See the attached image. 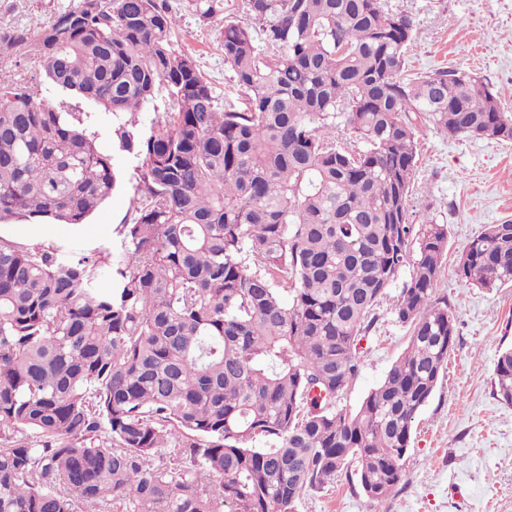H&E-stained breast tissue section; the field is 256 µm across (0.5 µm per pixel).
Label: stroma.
I'll use <instances>...</instances> for the list:
<instances>
[{"instance_id": "obj_1", "label": "stroma", "mask_w": 512, "mask_h": 512, "mask_svg": "<svg viewBox=\"0 0 512 512\" xmlns=\"http://www.w3.org/2000/svg\"><path fill=\"white\" fill-rule=\"evenodd\" d=\"M71 0H0V34L15 28L37 33ZM178 26L173 46L191 52L210 81L220 107L240 105L242 93L224 65L222 20L205 24L170 0ZM412 17L408 53L414 73L460 67L477 73L512 113V0H387ZM414 190L421 197L416 222L448 227V253L437 284L458 320L459 336L432 400L417 414L401 484L382 501L369 499L356 481L339 478L313 490L296 512H512V406L492 395L497 358L512 345V287L488 292L462 279L457 252L486 225L512 221V143L457 139L432 128L419 138ZM138 159L120 156L119 185L80 226L5 218L0 235L62 247L66 256L91 255L123 223L136 185ZM388 293L378 321L362 343L361 371L340 400L356 408L407 345Z\"/></svg>"}]
</instances>
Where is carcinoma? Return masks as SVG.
<instances>
[{"mask_svg": "<svg viewBox=\"0 0 512 512\" xmlns=\"http://www.w3.org/2000/svg\"><path fill=\"white\" fill-rule=\"evenodd\" d=\"M230 2L188 0L224 19L247 97L224 111L172 47L169 0H77L35 36L0 34V54L41 66L0 83V219L83 224L116 187L114 155L140 160L117 244L73 259L0 237V512H296L352 471L373 500L403 480L458 336L436 293L448 225L412 220L419 134L512 142V113L471 71L409 73L414 24L385 0H242L256 29ZM54 89L100 112L45 104ZM405 267L407 347L344 409ZM457 270L512 285V221ZM493 395L512 406V347Z\"/></svg>", "mask_w": 512, "mask_h": 512, "instance_id": "carcinoma-1", "label": "carcinoma"}]
</instances>
